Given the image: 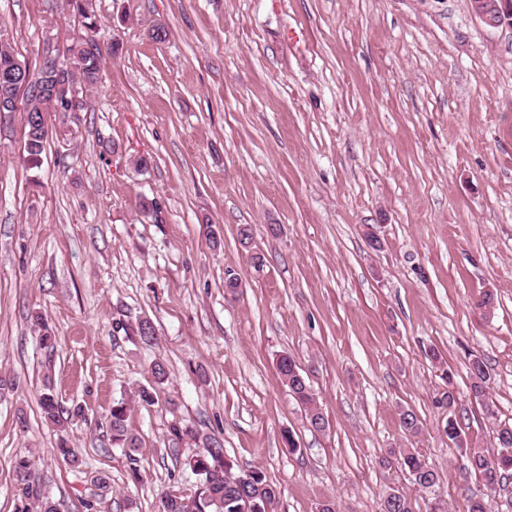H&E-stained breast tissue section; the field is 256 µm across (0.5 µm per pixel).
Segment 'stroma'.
Returning a JSON list of instances; mask_svg holds the SVG:
<instances>
[{
  "instance_id": "35a3bbf8",
  "label": "stroma",
  "mask_w": 512,
  "mask_h": 512,
  "mask_svg": "<svg viewBox=\"0 0 512 512\" xmlns=\"http://www.w3.org/2000/svg\"><path fill=\"white\" fill-rule=\"evenodd\" d=\"M92 11L120 50L80 123L53 130L32 168L20 113L0 115V512H18L20 455L58 512H160L166 491L194 497L201 479L184 462L198 447L170 440L175 423L223 437L235 471L261 470L279 490L274 512L328 499L378 512L393 485L425 512L427 492L381 467L391 448L421 452L448 512H462L448 414L489 452L512 423V26L485 25L467 0ZM1 23L31 62L47 34L65 45L80 27L52 0H0ZM486 290L487 318L475 307ZM143 320L149 346L133 334ZM284 352L307 371L326 432L282 385ZM472 353L492 374V419L469 395ZM157 361L168 379L145 408L134 394ZM449 388L451 410L438 404ZM47 390L81 417L44 423ZM119 399L140 440L132 461L108 428ZM62 440L76 464L55 455Z\"/></svg>"
}]
</instances>
